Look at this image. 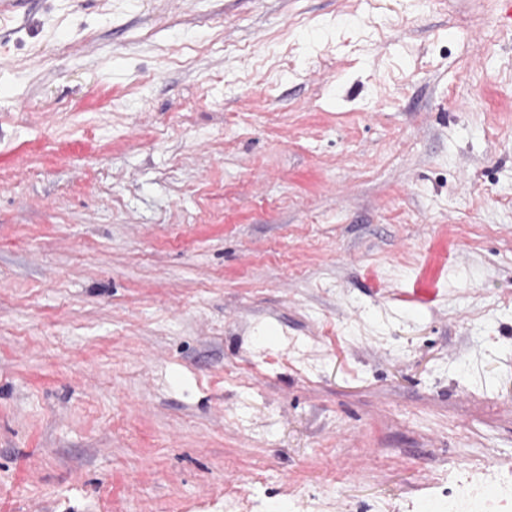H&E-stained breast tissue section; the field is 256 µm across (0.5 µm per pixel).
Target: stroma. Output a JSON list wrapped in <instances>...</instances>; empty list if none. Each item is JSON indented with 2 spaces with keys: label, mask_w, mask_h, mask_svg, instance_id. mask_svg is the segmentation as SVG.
Returning a JSON list of instances; mask_svg holds the SVG:
<instances>
[{
  "label": "stroma",
  "mask_w": 512,
  "mask_h": 512,
  "mask_svg": "<svg viewBox=\"0 0 512 512\" xmlns=\"http://www.w3.org/2000/svg\"><path fill=\"white\" fill-rule=\"evenodd\" d=\"M500 13L0 10V512H512Z\"/></svg>",
  "instance_id": "stroma-1"
}]
</instances>
